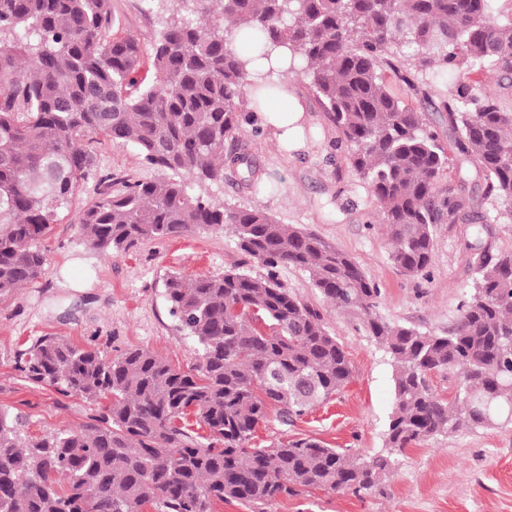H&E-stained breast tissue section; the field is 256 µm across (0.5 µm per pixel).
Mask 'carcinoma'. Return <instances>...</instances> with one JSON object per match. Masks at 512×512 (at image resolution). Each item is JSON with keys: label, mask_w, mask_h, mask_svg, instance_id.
Here are the masks:
<instances>
[{"label": "carcinoma", "mask_w": 512, "mask_h": 512, "mask_svg": "<svg viewBox=\"0 0 512 512\" xmlns=\"http://www.w3.org/2000/svg\"><path fill=\"white\" fill-rule=\"evenodd\" d=\"M150 53L132 35L108 37L112 0H0V298L37 281L46 241L77 184L92 175L99 138L130 145L159 173L150 181L101 178L79 215L92 251H128L193 229L232 226L263 277L238 268L164 280L170 315L196 345L187 371L144 349L109 356L43 336L14 360L29 381L98 406L91 422L25 439L22 416L0 408V512H211L214 501L254 512L302 489L358 494L377 488L393 452L426 438L491 426L512 414V251L485 240L483 200L512 204V112L474 85L512 78V21L492 0H178ZM33 34L36 40L26 37ZM288 50L348 149L351 170L371 187L407 277L430 267L434 227L476 225L478 277L443 336L382 320L379 289L345 251L260 208L235 209L192 191L224 181V167L251 189L262 179L242 140L247 104L276 93L251 79L231 44ZM446 76L449 90L423 105L448 122L443 139L417 95ZM483 173L481 195L444 181L448 151ZM295 266L337 307L363 315L390 354L394 404L386 452L370 457L300 438L249 448L256 427L279 411L288 422L352 379L348 354L320 314L295 298L279 271ZM460 375L448 400L439 372ZM209 431L194 439L176 421Z\"/></svg>", "instance_id": "obj_1"}]
</instances>
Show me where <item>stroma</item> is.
<instances>
[{"label":"stroma","mask_w":512,"mask_h":512,"mask_svg":"<svg viewBox=\"0 0 512 512\" xmlns=\"http://www.w3.org/2000/svg\"><path fill=\"white\" fill-rule=\"evenodd\" d=\"M180 9L178 0H112V31L135 36L148 53L164 19ZM288 89L305 112L304 147L284 155L267 137L245 133L270 188L244 190L228 175L222 183L200 185L199 193L231 208H262L278 223L319 235L352 256L377 285L381 319L447 334L477 278L468 249L473 225H436L428 273L402 275L390 261L371 187L351 172L346 149L336 145V128L305 76L289 77ZM97 169V177L79 186L53 227L44 276L0 299V408L21 413L30 437L85 424L93 409L81 398L29 382L15 370L18 353L38 338L58 336L94 345L110 356L142 348L186 370L196 360L195 346L169 314L163 287L167 274L192 279L238 266L256 277L265 273L239 250L227 226L147 241L127 252L90 251L76 220L95 199L100 177L154 175L132 146L109 140L97 146ZM280 279L320 313L344 346L353 378L293 423H282L276 412H269L254 432L253 446L315 438L351 453L383 452L394 401L391 357L367 331L362 316L324 299L308 273L290 266L281 269ZM265 512H512V425L477 427L413 444L396 455L378 489L359 495L311 489L278 498Z\"/></svg>","instance_id":"obj_1"}]
</instances>
